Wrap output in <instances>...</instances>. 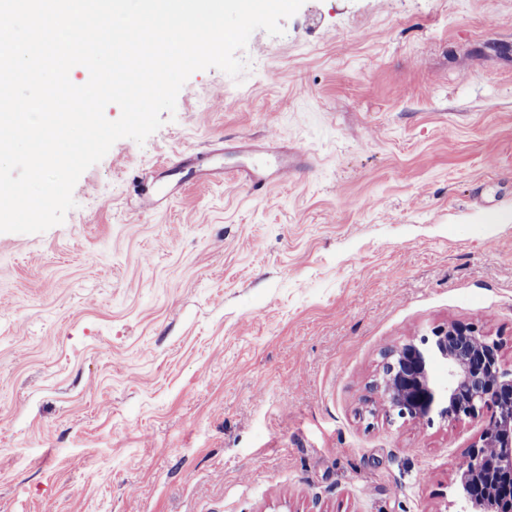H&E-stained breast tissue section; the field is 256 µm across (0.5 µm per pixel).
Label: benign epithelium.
Returning a JSON list of instances; mask_svg holds the SVG:
<instances>
[{
    "label": "benign epithelium",
    "instance_id": "obj_1",
    "mask_svg": "<svg viewBox=\"0 0 512 512\" xmlns=\"http://www.w3.org/2000/svg\"><path fill=\"white\" fill-rule=\"evenodd\" d=\"M501 342L472 324L433 331V340L390 349L380 389L391 421L476 420L490 413L466 467L459 469L456 512H502L512 501V371L502 367ZM446 367L444 382L431 379V365ZM488 448L497 452L489 454Z\"/></svg>",
    "mask_w": 512,
    "mask_h": 512
}]
</instances>
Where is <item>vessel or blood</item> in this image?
<instances>
[{
    "label": "vessel or blood",
    "mask_w": 512,
    "mask_h": 512,
    "mask_svg": "<svg viewBox=\"0 0 512 512\" xmlns=\"http://www.w3.org/2000/svg\"><path fill=\"white\" fill-rule=\"evenodd\" d=\"M238 148L247 155V163L232 170L219 171L198 155L183 154L167 159L156 189V203H164L178 194L186 184H208L216 177L247 187L256 194L266 193L278 183L284 171L296 165L295 156L284 144L239 143Z\"/></svg>",
    "instance_id": "vessel-or-blood-1"
}]
</instances>
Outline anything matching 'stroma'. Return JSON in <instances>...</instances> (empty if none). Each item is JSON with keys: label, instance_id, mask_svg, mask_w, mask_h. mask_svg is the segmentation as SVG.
<instances>
[{"label": "stroma", "instance_id": "35a3bbf8", "mask_svg": "<svg viewBox=\"0 0 512 512\" xmlns=\"http://www.w3.org/2000/svg\"><path fill=\"white\" fill-rule=\"evenodd\" d=\"M193 73L41 233L0 232V512H455L483 420L392 424L385 349L472 322L512 369V0H305ZM243 138L266 195L152 205ZM236 149L247 155L249 161L232 170L213 168L211 161L204 157L183 154L167 159L158 179L155 202L162 205L169 197L178 194L188 183L207 185L217 176H223L225 183L243 185L252 192L262 195L278 183L280 175L296 166L295 156L287 144H254L241 142ZM274 158L277 165L268 164L267 159Z\"/></svg>", "mask_w": 512, "mask_h": 512}]
</instances>
